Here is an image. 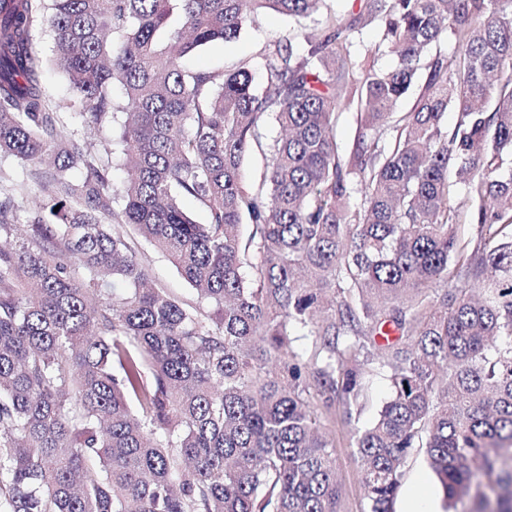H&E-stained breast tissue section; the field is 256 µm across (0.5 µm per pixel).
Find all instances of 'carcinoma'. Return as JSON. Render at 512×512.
Masks as SVG:
<instances>
[{"mask_svg": "<svg viewBox=\"0 0 512 512\" xmlns=\"http://www.w3.org/2000/svg\"><path fill=\"white\" fill-rule=\"evenodd\" d=\"M322 2L0 0V152L37 195L23 238L0 201V512H338V408L364 512H394L416 448L448 505L512 512V0H354L268 45L259 89L246 60L181 64ZM67 115L112 129L121 188ZM374 363L391 393L355 424ZM35 49L46 61L44 87L48 98L54 102H70L72 90L63 71L54 62L53 34L49 28L39 29L34 38ZM139 249L146 256L152 279L160 288H167L178 296L192 300L195 293L182 279L175 267L161 253L138 238Z\"/></svg>", "mask_w": 512, "mask_h": 512, "instance_id": "1", "label": "carcinoma"}]
</instances>
